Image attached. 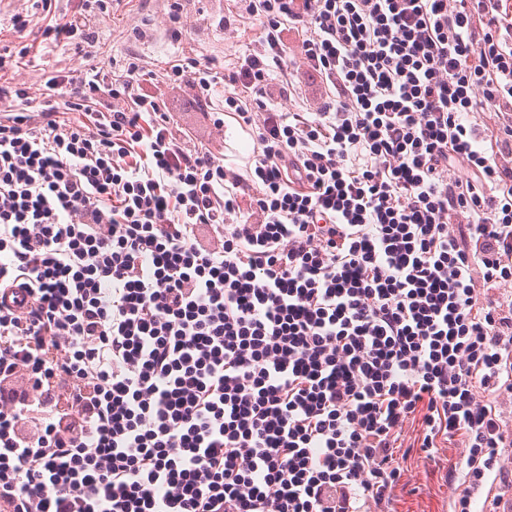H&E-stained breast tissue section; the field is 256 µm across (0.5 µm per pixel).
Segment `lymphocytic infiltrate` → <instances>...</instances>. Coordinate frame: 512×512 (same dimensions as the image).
I'll use <instances>...</instances> for the list:
<instances>
[{
  "label": "lymphocytic infiltrate",
  "mask_w": 512,
  "mask_h": 512,
  "mask_svg": "<svg viewBox=\"0 0 512 512\" xmlns=\"http://www.w3.org/2000/svg\"><path fill=\"white\" fill-rule=\"evenodd\" d=\"M236 2L259 40L167 79L250 133L244 172L137 54L47 73L35 105L0 85V512H361L409 422L468 450L453 512L501 469L512 308L482 292L512 282V0ZM35 6L22 58L107 10ZM298 64L325 95L277 111Z\"/></svg>",
  "instance_id": "obj_1"
}]
</instances>
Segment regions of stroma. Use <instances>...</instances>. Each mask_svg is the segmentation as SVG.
I'll use <instances>...</instances> for the list:
<instances>
[{
    "label": "stroma",
    "mask_w": 512,
    "mask_h": 512,
    "mask_svg": "<svg viewBox=\"0 0 512 512\" xmlns=\"http://www.w3.org/2000/svg\"><path fill=\"white\" fill-rule=\"evenodd\" d=\"M185 36L173 42L166 33L168 0H116L106 16H95L91 25L99 38L88 50L78 52L39 46L34 61L13 62L5 78L27 87L32 101H39L44 87L43 71L73 72L90 67L112 73L113 63L125 53H138L145 66V85L166 101L171 124L189 133L195 144L223 153L227 168L242 170L253 152L254 141L233 118H226L223 131H215L206 115V107L196 105L193 92L184 86L169 85L166 72L182 52H192L203 62L216 67L230 64L245 45L258 39L260 30L253 23L226 28L222 17L233 15V0H182ZM143 29L147 38L137 41L133 30ZM418 425H406L403 432L410 453L395 452L394 464L401 479L392 492L394 512H450L454 480L465 469L466 450L454 441L434 456L414 449ZM506 478H485L474 493V500L487 512H512V446L501 449Z\"/></svg>",
    "instance_id": "1"
}]
</instances>
